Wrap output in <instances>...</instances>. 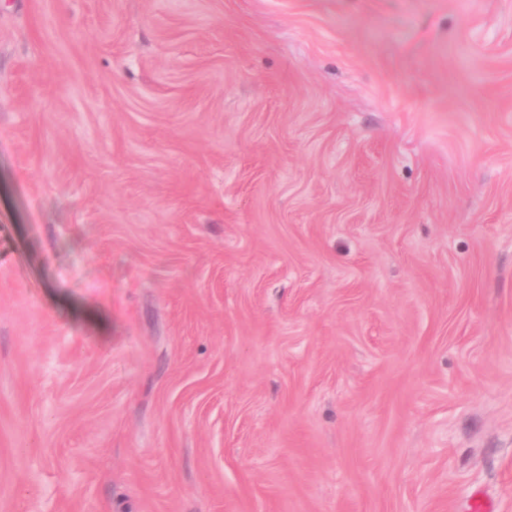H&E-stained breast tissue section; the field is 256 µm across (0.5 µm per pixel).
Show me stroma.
<instances>
[{"label": "stroma", "mask_w": 512, "mask_h": 512, "mask_svg": "<svg viewBox=\"0 0 512 512\" xmlns=\"http://www.w3.org/2000/svg\"><path fill=\"white\" fill-rule=\"evenodd\" d=\"M512 512V0H0V512Z\"/></svg>", "instance_id": "1"}]
</instances>
